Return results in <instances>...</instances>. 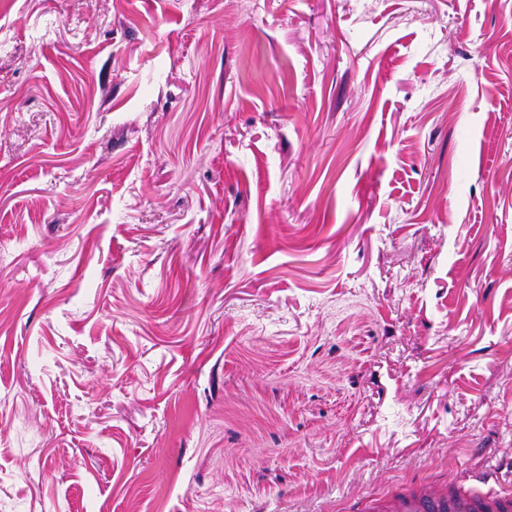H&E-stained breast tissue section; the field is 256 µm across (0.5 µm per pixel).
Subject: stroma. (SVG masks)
Returning <instances> with one entry per match:
<instances>
[{"label": "stroma", "mask_w": 512, "mask_h": 512, "mask_svg": "<svg viewBox=\"0 0 512 512\" xmlns=\"http://www.w3.org/2000/svg\"><path fill=\"white\" fill-rule=\"evenodd\" d=\"M512 488V0H0V512Z\"/></svg>", "instance_id": "stroma-1"}]
</instances>
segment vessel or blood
Here are the masks:
<instances>
[{
	"instance_id": "b4317fda",
	"label": "vessel or blood",
	"mask_w": 512,
	"mask_h": 512,
	"mask_svg": "<svg viewBox=\"0 0 512 512\" xmlns=\"http://www.w3.org/2000/svg\"><path fill=\"white\" fill-rule=\"evenodd\" d=\"M351 512H512V491L488 485L465 488L454 479L445 486L422 483L370 495Z\"/></svg>"
}]
</instances>
